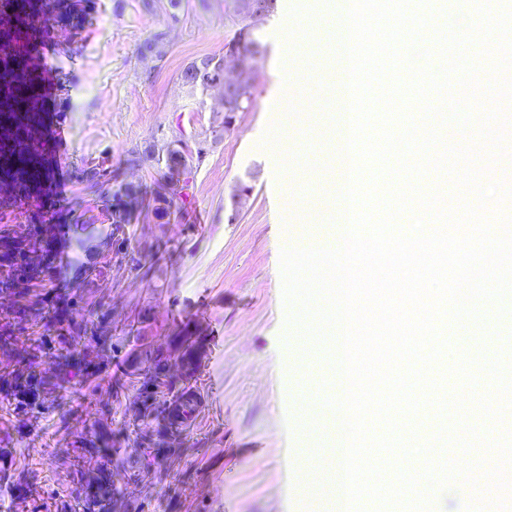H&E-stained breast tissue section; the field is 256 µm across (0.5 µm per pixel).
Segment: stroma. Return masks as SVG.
I'll list each match as a JSON object with an SVG mask.
<instances>
[{"label":"stroma","instance_id":"stroma-1","mask_svg":"<svg viewBox=\"0 0 512 512\" xmlns=\"http://www.w3.org/2000/svg\"><path fill=\"white\" fill-rule=\"evenodd\" d=\"M67 3L63 37L32 42V55L55 68L36 146L44 171H64L60 230L95 231L84 249L64 248L58 298H70L78 265L106 248L112 189L172 178L157 159L130 163L131 152L168 145L201 158L166 214L143 205L126 225L140 267L119 256L81 291L85 310L112 322L91 387L66 385L54 409L20 418L0 403V512H57L75 494L72 450L95 428L115 433L123 455L137 432L155 429L136 416L143 377L131 362L142 343H175L186 323L202 338L192 378L200 410L150 478L119 484L120 512H326L334 425L322 399L337 394V375L322 349L303 350L290 335L280 255L287 245L330 246L337 221L332 0H277L253 30L265 51L229 130L219 92L201 95L180 74L237 41L234 0ZM51 126L64 132L55 152ZM279 136L293 162L273 150ZM98 172L108 191L89 189ZM132 322L139 335H124ZM303 448L326 466L309 464Z\"/></svg>","mask_w":512,"mask_h":512}]
</instances>
